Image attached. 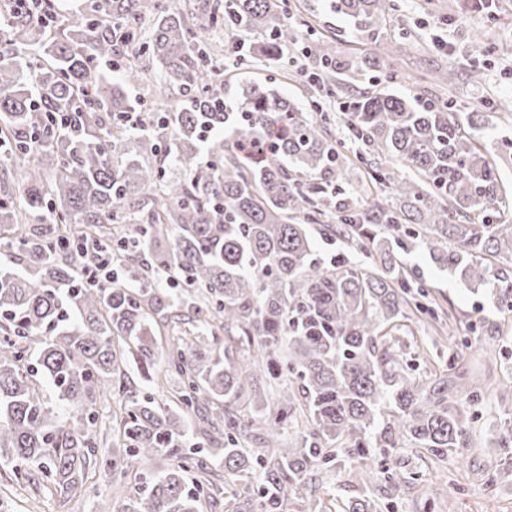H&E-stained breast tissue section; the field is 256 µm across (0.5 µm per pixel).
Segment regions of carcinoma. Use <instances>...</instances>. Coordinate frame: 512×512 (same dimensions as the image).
Returning <instances> with one entry per match:
<instances>
[{
	"label": "carcinoma",
	"instance_id": "obj_1",
	"mask_svg": "<svg viewBox=\"0 0 512 512\" xmlns=\"http://www.w3.org/2000/svg\"><path fill=\"white\" fill-rule=\"evenodd\" d=\"M199 8L45 0L0 26V255L21 265L0 271V460L68 489L100 463L125 473L134 459L167 455V472L121 512H201L205 489L192 492L186 474L220 462L239 485L224 512H282L288 491L300 512H383L365 495L325 508L302 490L347 464L355 483L383 482L396 500L409 444L432 462L465 463L481 391L412 374L389 340L408 331V306L433 313L399 258L413 247L512 312V276L491 263L512 262V200L480 143L491 118L455 112L450 98H339L345 134L332 141L325 80L387 68L397 0H332L371 52L342 61L314 45L306 112L266 79L220 80L201 34L232 29L242 60L288 69L301 21L286 0ZM473 8L486 30L497 26L494 5H459ZM114 57L124 59L117 80L100 70ZM155 68L179 98L133 123L141 103L127 88ZM245 140L256 148L243 156ZM350 155L377 194L346 192ZM310 224L362 258H313ZM96 250L115 281L86 282ZM159 324L177 332L167 346ZM129 362L148 382L176 378L179 412L127 384ZM265 386L277 388L271 404ZM453 386L461 398L448 397ZM104 394L122 410L110 461L99 460L95 432ZM192 416L224 447H186ZM500 425L490 482L512 469L511 412ZM283 431L297 447L280 455Z\"/></svg>",
	"mask_w": 512,
	"mask_h": 512
}]
</instances>
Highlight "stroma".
Wrapping results in <instances>:
<instances>
[{"mask_svg": "<svg viewBox=\"0 0 512 512\" xmlns=\"http://www.w3.org/2000/svg\"><path fill=\"white\" fill-rule=\"evenodd\" d=\"M422 2H399L388 26L389 34L395 35L400 44L390 70L376 75L364 71L340 76L334 89L338 95L350 97L379 93L437 96L443 86L432 81V72L454 70L452 95L459 111L479 112L490 104L498 107L482 143L511 191L512 155L503 153L501 143L512 139V54L475 55L473 35L478 19L460 15L456 0H432L427 8ZM325 3L326 0H288L291 13L308 16L310 21L291 46V54L301 55L313 40L320 39L337 57L366 55L368 45L354 38L345 22L328 11ZM209 39L220 45L225 71L243 79L274 80L289 100L307 107L304 76L283 77L272 66L239 65L233 49L235 37L229 31L211 32ZM476 68L484 74L478 84L471 78ZM402 261L414 279L426 285L431 305L459 319L457 327L450 331L424 315L413 314L410 333L399 334L393 341L402 361L420 372L447 368L450 378L479 388L484 399L471 410L473 446L467 451V467H459L452 458L436 467L418 450L404 449V466L416 479L401 496L397 512H512V474L502 475L494 483L485 478L489 466L486 445L500 412L493 398L502 382L512 380V313L490 309L482 292L474 291L457 274L438 268L424 249L404 254ZM168 466V460L159 456L138 465L122 480L113 478L108 471H93L84 483L60 492L43 481L16 479L11 466L0 465V512H120L127 495L137 488L140 475L156 476L166 472Z\"/></svg>", "mask_w": 512, "mask_h": 512, "instance_id": "stroma-1", "label": "stroma"}]
</instances>
